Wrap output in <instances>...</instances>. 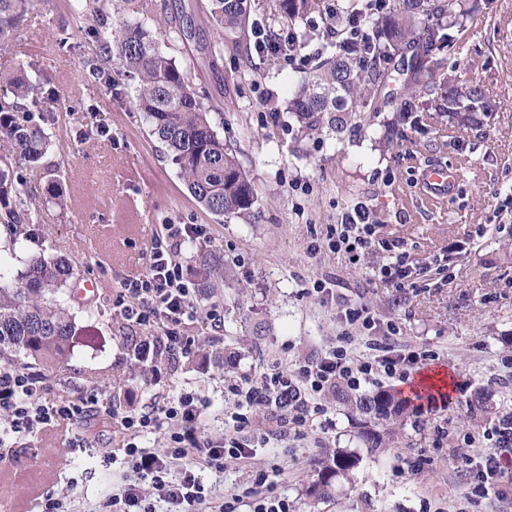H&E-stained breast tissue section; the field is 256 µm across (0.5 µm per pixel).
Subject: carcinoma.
Returning a JSON list of instances; mask_svg holds the SVG:
<instances>
[{
    "label": "carcinoma",
    "instance_id": "1",
    "mask_svg": "<svg viewBox=\"0 0 512 512\" xmlns=\"http://www.w3.org/2000/svg\"><path fill=\"white\" fill-rule=\"evenodd\" d=\"M43 0H0V52L10 50L23 17ZM70 12L97 26L102 59H87L88 67L112 83V65L138 79L131 101L142 114L150 135L163 154L178 166L190 195L214 216L247 217L253 213L257 190L246 175L239 150L224 142L193 83L197 61L177 60L175 52L196 42L197 51L217 57L237 56L235 79L256 78L252 43L261 29L276 38L279 57L311 52L315 65L289 79L293 90L285 111L297 121L303 137L321 138L341 132L362 112H397L398 122L418 123L417 113L434 112L448 124L478 131L492 115V99L477 82L457 78L464 54L468 22L481 15L464 0H395L379 14L367 0H272L269 14L259 23L244 0H209L204 16L192 8L161 20L142 16L138 0H70ZM360 23L364 42L350 45L333 34ZM214 28L218 39L197 42L199 25ZM400 59L403 90L384 93L395 79L393 61ZM0 223L18 231L38 222L26 196L42 176V160L52 145L54 110L45 105L52 90L42 79L24 75L0 78ZM200 288L224 280V257L217 252L199 259ZM74 267L62 257L32 256L26 268L7 278L0 273V357L24 355L46 370L61 369L71 360L82 335L71 313L75 299ZM335 397L362 417L360 436L367 451H384L407 417L419 406L414 397L386 390L358 396L336 390ZM361 454L346 448H327L318 460L317 479L306 495L315 501L333 496L336 485L352 482Z\"/></svg>",
    "mask_w": 512,
    "mask_h": 512
}]
</instances>
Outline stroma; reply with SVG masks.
I'll return each instance as SVG.
<instances>
[{
    "label": "stroma",
    "mask_w": 512,
    "mask_h": 512,
    "mask_svg": "<svg viewBox=\"0 0 512 512\" xmlns=\"http://www.w3.org/2000/svg\"><path fill=\"white\" fill-rule=\"evenodd\" d=\"M70 50L55 51L59 33ZM467 52L456 75L479 81L497 110L481 134L461 132L447 118L423 119L408 131L398 154L384 151L394 136L393 113H365L340 136L298 139L297 123L266 103L285 99L291 71L286 61L265 60L256 81L233 78L235 61L223 56L201 64L195 83L205 90L225 141L237 146L240 162L258 194L252 218L217 220L186 190L177 168L150 136L130 105L133 84L114 76V89L90 79L86 60L98 46L88 24L72 18L68 0H42L25 17L12 53L0 56V72L25 70L47 79L57 97L56 143L48 159L68 197L60 211L44 189L28 204L39 214L24 240L0 224V268L17 272L35 254L66 256L79 281L92 280L97 295L76 303L80 326H92L94 343L77 345L68 366L48 372L51 386L78 392L104 390L111 415L84 426L101 442H119V416L142 409L152 398L194 390L208 404L209 433L222 434L232 402L225 382L252 379L273 362L289 365L320 355L340 328L334 302L311 295L315 280L335 281L338 292L376 313V335L395 324L407 344L439 353V365L455 378L454 391L421 406L384 452L369 456L358 420L333 400L304 427L289 431L275 449L261 448L248 461L228 458L223 471L202 469L201 480L213 512L225 496H248L255 472L280 468L277 490L306 512V489L316 476L323 449L359 450L364 458L351 486L317 512H512V479L497 495L466 498V479L457 459L471 439L482 438L512 413V215L499 213L496 193L512 183V0H491L479 23L469 25ZM429 157L456 166L457 194L425 202L416 183L418 161ZM365 201L381 238L403 245L415 266L416 288L401 293L369 283L381 256L370 253L355 265L341 253L310 256L313 240L352 201ZM207 225L211 239L182 252L185 272L200 255L224 256V283L200 294L199 307H224V327L214 331L206 318L184 331L197 337L202 353L162 366L161 380L143 385L132 370L130 340L140 327L122 321L115 301L124 278L145 270V248L158 225ZM483 394L492 414L470 419V403ZM67 430L44 429L10 448L9 463L29 469L31 481L0 488V512H31L37 498L73 490V512H109L107 502L129 475L106 467L90 452L67 453Z\"/></svg>",
    "instance_id": "1"
}]
</instances>
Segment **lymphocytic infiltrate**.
<instances>
[{"mask_svg":"<svg viewBox=\"0 0 512 512\" xmlns=\"http://www.w3.org/2000/svg\"><path fill=\"white\" fill-rule=\"evenodd\" d=\"M201 224H163L146 249L147 266L142 275L123 279L119 293L120 315L127 322L146 328L132 349L136 363L154 383L159 365L188 356L197 339L182 328L197 318L196 290L184 274L180 256L187 244L208 241ZM329 250L341 252L357 262L373 251L383 254L372 276L394 288L411 287V268L406 252L395 243L378 239L372 212L358 201L348 205L338 222L330 225ZM343 330L335 343L314 359L296 364L290 371L273 367L256 379L229 382L224 390L234 400L235 410L224 434L213 437L205 430L207 403L195 392L152 403L149 410L122 416L125 432L122 453L100 449L103 462L127 466L135 473L112 497V512H155V501L166 504V512H204L207 497L198 476L199 469L224 466L225 457L249 458L255 449L269 444L274 434H287L289 426L307 423L312 401L345 386L359 389L378 377L405 378L418 366L436 360L434 351L402 345L396 338L370 340L366 350L353 348V331H372L376 319L365 305L343 303ZM45 377L29 366L0 363V447H13L35 436L55 421H87L99 412L100 390L83 392L77 399H45ZM270 408L276 430L256 427L252 411ZM158 433L164 439L163 452L141 446L144 434ZM181 469H174V461ZM461 470L467 477V497H484L498 479L512 475V457L480 452L463 457Z\"/></svg>","mask_w":512,"mask_h":512,"instance_id":"lymphocytic-infiltrate-1","label":"lymphocytic infiltrate"}]
</instances>
